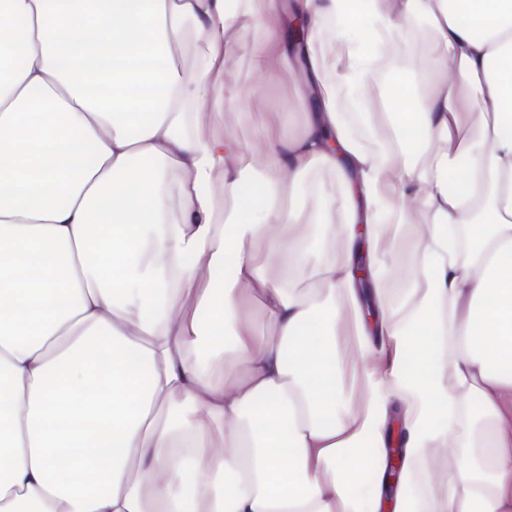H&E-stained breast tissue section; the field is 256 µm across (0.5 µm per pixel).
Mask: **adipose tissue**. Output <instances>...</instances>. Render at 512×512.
I'll return each mask as SVG.
<instances>
[{"mask_svg":"<svg viewBox=\"0 0 512 512\" xmlns=\"http://www.w3.org/2000/svg\"><path fill=\"white\" fill-rule=\"evenodd\" d=\"M419 14L440 47L421 105L399 79V110L375 111ZM247 23L254 72L294 77L302 126L258 113L246 146L197 113ZM320 168L337 225L291 204ZM321 226L347 260L302 295ZM362 239L376 298L414 255L409 316L372 333ZM340 304L352 356L395 346L354 395ZM395 398L393 512H512V0H0V512H377ZM439 442L457 468L422 501L413 464ZM322 187L328 191H332V206L335 224H340L344 218V202L345 199L338 188L333 172L323 168L311 173L307 177L306 186L300 193L297 205L303 209L305 216H311L316 205V199L312 195L315 188ZM313 188L312 191L310 189Z\"/></svg>","mask_w":512,"mask_h":512,"instance_id":"ef3b65f1","label":"adipose tissue"}]
</instances>
